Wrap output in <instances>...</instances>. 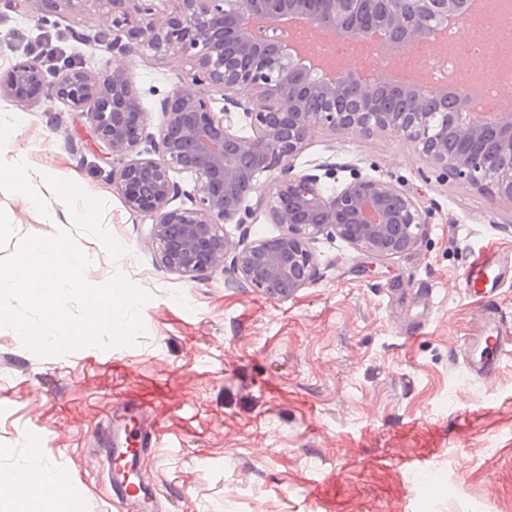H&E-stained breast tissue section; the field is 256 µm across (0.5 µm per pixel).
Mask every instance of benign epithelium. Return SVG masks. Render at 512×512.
Returning <instances> with one entry per match:
<instances>
[{
    "mask_svg": "<svg viewBox=\"0 0 512 512\" xmlns=\"http://www.w3.org/2000/svg\"><path fill=\"white\" fill-rule=\"evenodd\" d=\"M112 27L91 37L103 51L150 50L177 71L178 85L161 102L158 134L148 131L132 78L122 69L92 74L70 67L51 80L27 58L0 79V97L22 108L43 97L88 109L98 137L112 154V183L127 208L151 220L149 239L161 264L185 277L222 269L273 299L290 298L317 276L313 244L339 237L353 248L390 258L418 247L427 234L419 196L377 178L353 175L330 194L321 179L336 165L295 172L315 128L369 137L394 132L421 147L436 166L481 191L512 202V113L474 112L460 100L455 112H432L450 86L433 97L428 81L380 83L363 72L319 73L302 49L284 40L262 42L256 29L304 19L308 29H332L343 42L385 41L395 56L435 39L437 27L466 31L468 0H104ZM219 92L216 112L209 93ZM478 142L494 137L491 155L453 154L448 136ZM174 171L195 176L191 206L171 207L180 187ZM268 192L246 204L260 181ZM265 210L281 231L233 240L225 225L242 227Z\"/></svg>",
    "mask_w": 512,
    "mask_h": 512,
    "instance_id": "7a95c632",
    "label": "benign epithelium"
}]
</instances>
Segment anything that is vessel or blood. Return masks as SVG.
I'll use <instances>...</instances> for the list:
<instances>
[{"label":"vessel or blood","instance_id":"b4317fda","mask_svg":"<svg viewBox=\"0 0 512 512\" xmlns=\"http://www.w3.org/2000/svg\"><path fill=\"white\" fill-rule=\"evenodd\" d=\"M511 263L498 250L484 251L474 259L465 274L467 293L484 297L494 292ZM466 351L470 356L467 367L471 375L487 378L495 374L502 355L496 326L489 321H481L467 336ZM148 441V435L134 427L125 433L113 434L107 447L100 451L107 466L112 501L118 505L119 512H151L154 506L151 486L146 483L136 486L131 482L132 477L147 465L145 445Z\"/></svg>","mask_w":512,"mask_h":512}]
</instances>
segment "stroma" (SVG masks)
<instances>
[{
    "mask_svg": "<svg viewBox=\"0 0 512 512\" xmlns=\"http://www.w3.org/2000/svg\"><path fill=\"white\" fill-rule=\"evenodd\" d=\"M111 25L98 0H62L46 24L25 0H0V76L36 55L51 71L66 60L126 70L157 131L177 75L153 52L116 57L88 41ZM46 44L57 57L41 56ZM0 142L24 154L42 196L25 209L0 187V259L25 236L68 229L90 283L120 273L150 295L133 347L40 356L0 331V487L35 451L80 512H117L90 464L104 445L99 421L135 423L146 408L157 512H512V271L489 300L464 283L482 250L512 255L511 200L446 175L397 134L316 129L297 171L329 160L338 171L325 191L358 172L420 194L428 233L392 258L319 238L316 280L278 300L219 270L189 279L164 268L85 115L1 98ZM48 180L67 183L66 204ZM484 314L507 346L497 372L478 379L463 342Z\"/></svg>",
    "mask_w": 512,
    "mask_h": 512,
    "instance_id": "35a3bbf8",
    "label": "stroma"
}]
</instances>
